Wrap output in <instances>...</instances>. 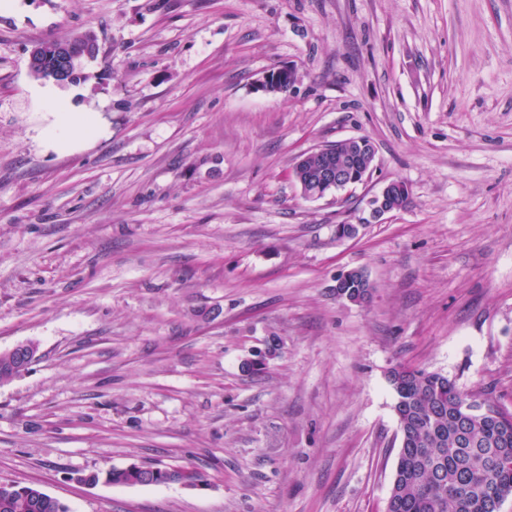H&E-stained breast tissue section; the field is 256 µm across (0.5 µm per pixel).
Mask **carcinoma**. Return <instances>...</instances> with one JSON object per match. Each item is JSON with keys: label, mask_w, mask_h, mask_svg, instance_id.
I'll return each instance as SVG.
<instances>
[{"label": "carcinoma", "mask_w": 512, "mask_h": 512, "mask_svg": "<svg viewBox=\"0 0 512 512\" xmlns=\"http://www.w3.org/2000/svg\"><path fill=\"white\" fill-rule=\"evenodd\" d=\"M18 355L0 351V383L19 374ZM387 379L394 395L399 452L390 488L394 512H493L489 504L512 497V421L509 446L487 416L470 410L469 394L448 377L420 368L397 366ZM156 478L193 487L204 481L197 470L155 467ZM150 472L138 464L79 480L112 486L146 485ZM0 512H69L35 485L0 483Z\"/></svg>", "instance_id": "1"}]
</instances>
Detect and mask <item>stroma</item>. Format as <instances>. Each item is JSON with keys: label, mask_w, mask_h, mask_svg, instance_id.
Wrapping results in <instances>:
<instances>
[{"label": "stroma", "mask_w": 512, "mask_h": 512, "mask_svg": "<svg viewBox=\"0 0 512 512\" xmlns=\"http://www.w3.org/2000/svg\"><path fill=\"white\" fill-rule=\"evenodd\" d=\"M88 29L80 81L32 75ZM42 89L103 135L46 149ZM352 137L369 178L305 198L298 157ZM393 180L409 203L374 220ZM352 269L369 304L333 292ZM25 342L0 482L69 512H386L392 367L512 411V0L0 5V351ZM134 463L205 482L78 480Z\"/></svg>", "instance_id": "obj_1"}]
</instances>
